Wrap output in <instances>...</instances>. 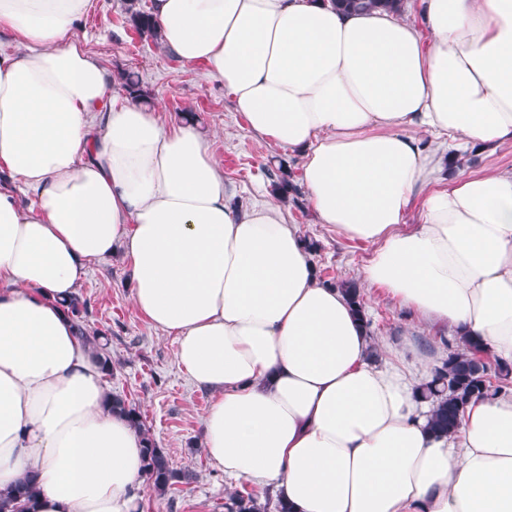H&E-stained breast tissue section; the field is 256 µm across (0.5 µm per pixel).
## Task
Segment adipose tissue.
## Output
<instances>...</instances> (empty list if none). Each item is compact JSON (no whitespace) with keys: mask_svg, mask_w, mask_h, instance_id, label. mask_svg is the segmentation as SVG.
I'll use <instances>...</instances> for the list:
<instances>
[{"mask_svg":"<svg viewBox=\"0 0 512 512\" xmlns=\"http://www.w3.org/2000/svg\"><path fill=\"white\" fill-rule=\"evenodd\" d=\"M88 7L0 0L25 47L0 54V489L32 475V512H137L142 436L63 305L120 252L135 307L212 395L201 445L227 477L292 512H512V389L431 432L420 374L371 360L280 206L232 203L207 140L114 93L73 36ZM151 15L298 157L318 223L374 244L365 287L512 362V170L442 178L446 151L512 145V0H152ZM396 0H335L336 7L343 10H375L386 9L398 11L401 5L394 3Z\"/></svg>","mask_w":512,"mask_h":512,"instance_id":"1","label":"adipose tissue"}]
</instances>
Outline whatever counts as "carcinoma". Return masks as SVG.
<instances>
[{
  "label": "carcinoma",
  "mask_w": 512,
  "mask_h": 512,
  "mask_svg": "<svg viewBox=\"0 0 512 512\" xmlns=\"http://www.w3.org/2000/svg\"><path fill=\"white\" fill-rule=\"evenodd\" d=\"M336 6L343 10L386 9L397 11L400 5L394 0H335ZM130 26L139 34L157 35L151 15L138 10L130 11ZM338 287L348 297L356 314L370 325L366 318L363 298L358 288L348 282H341ZM68 311L75 321L77 335L90 342L100 351L106 375L113 372L112 357L107 351L106 333H90L83 324L88 314V303L78 294L68 303ZM461 348L448 352L447 358L434 369L432 378L421 387V395L430 401L432 413L429 429L437 434L453 432L460 424L462 413L467 403L481 396L495 395L500 392L499 382L512 378V365L497 361H488V352L476 340H460ZM112 408L125 415L144 440V473L153 487L163 493L174 486L187 483L192 474L174 469L164 451L150 437L139 409L120 395H112ZM35 479L27 476L6 489H0V512H30L35 498ZM227 512H267V505L261 503L252 492L236 491L230 494L224 503Z\"/></svg>",
  "instance_id": "carcinoma-1"
}]
</instances>
